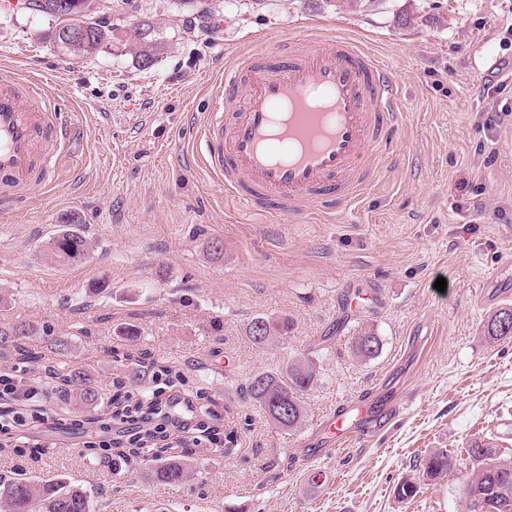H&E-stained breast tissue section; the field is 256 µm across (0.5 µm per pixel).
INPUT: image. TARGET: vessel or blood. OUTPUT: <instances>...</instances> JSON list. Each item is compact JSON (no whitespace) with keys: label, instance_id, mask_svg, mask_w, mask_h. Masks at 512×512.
Masks as SVG:
<instances>
[{"label":"vessel or blood","instance_id":"1","mask_svg":"<svg viewBox=\"0 0 512 512\" xmlns=\"http://www.w3.org/2000/svg\"><path fill=\"white\" fill-rule=\"evenodd\" d=\"M402 112L390 72L349 37L317 32L288 53L226 65L200 129L199 163L248 213L279 221L355 209L372 159L399 147ZM78 127L38 81L0 69V191L50 188ZM394 402L343 407L320 424L317 455L373 437Z\"/></svg>","mask_w":512,"mask_h":512}]
</instances>
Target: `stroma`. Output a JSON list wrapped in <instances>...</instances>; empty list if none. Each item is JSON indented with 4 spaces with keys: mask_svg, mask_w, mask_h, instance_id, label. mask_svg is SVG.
I'll use <instances>...</instances> for the list:
<instances>
[{
    "mask_svg": "<svg viewBox=\"0 0 512 512\" xmlns=\"http://www.w3.org/2000/svg\"><path fill=\"white\" fill-rule=\"evenodd\" d=\"M13 2L0 10V65L48 80L82 137L48 192L0 212V328L35 325L26 342L43 353L40 377L59 360L53 339L70 337L68 362L109 396L152 387L154 365L170 367L234 444L194 448L189 476L160 483L149 458L95 447L109 404L79 407L53 388L42 406L65 428L31 424L38 450L0 445V474L67 476L92 512H465L468 446L512 459V339L486 341L497 304L480 288L512 256V0H209L202 24L183 0H103L112 21L155 24L162 48L147 68L119 46L64 54L54 19ZM316 20L393 73L402 154L375 162L356 214L262 222L192 162L196 134L226 64L280 50L287 35L306 44ZM491 110L500 118L487 135ZM473 202L486 222L473 223ZM70 214L91 253L62 267L42 250ZM259 315L288 317L287 336L253 344ZM365 328L381 338L369 360L351 349ZM298 358L316 378L288 432L245 386ZM382 390L401 408L394 426L305 456L302 442L339 404ZM439 449L454 470L400 499L415 460ZM317 470L331 475L320 488L308 481Z\"/></svg>",
    "mask_w": 512,
    "mask_h": 512,
    "instance_id": "35a3bbf8",
    "label": "stroma"
}]
</instances>
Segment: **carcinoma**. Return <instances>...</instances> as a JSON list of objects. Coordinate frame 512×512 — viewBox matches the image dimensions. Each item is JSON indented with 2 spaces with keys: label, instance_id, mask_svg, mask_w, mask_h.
I'll return each mask as SVG.
<instances>
[{
  "label": "carcinoma",
  "instance_id": "1",
  "mask_svg": "<svg viewBox=\"0 0 512 512\" xmlns=\"http://www.w3.org/2000/svg\"><path fill=\"white\" fill-rule=\"evenodd\" d=\"M53 0H28L27 9L50 15L56 24L52 31V39L65 52L74 56H89L101 51L111 43L124 45L135 55L138 63L150 65L159 50L154 25L147 21L134 23H114L99 19L92 24L88 35L71 42L66 39L65 26L60 15L52 7ZM90 242L79 228L77 218L70 215L62 220L58 232L50 238L45 249V256L53 264L73 265L86 259L89 254ZM512 317V306H502L494 310L486 319L484 333L493 341L512 337V320L508 330H503L502 319ZM289 321L286 317L272 318L261 316L255 318L249 327L250 340L258 345L268 341L275 335L282 336L288 332ZM32 328L27 324H18L12 329H0V348H13L25 359L38 360L39 355L20 344V341L31 335ZM380 350V339L372 330H364L355 336L353 341L354 354L362 359L374 358ZM58 380V389L64 394L75 390L80 401L91 406L101 400L103 395L85 378L84 373L69 368L65 363L54 371ZM315 380L314 367L311 363L294 360L281 373L255 374L248 381L246 394L251 402L259 406L269 420L282 430H293L302 423L303 406L300 395L313 386ZM290 409L288 420L283 422L276 416L279 408ZM167 449H156L153 469L154 480L164 484H178L187 476V463L176 457L165 455ZM470 461L477 465V471L463 487L467 512H481L478 506L487 504L494 512H512V500H502L497 496V489L505 484H512V460L500 458L494 448L484 452H476L474 448L466 449ZM453 457L446 451H438L429 455L423 463V475L428 479H436L451 470ZM0 512H90L89 500L84 489L64 476L52 478L0 477Z\"/></svg>",
  "mask_w": 512,
  "mask_h": 512
}]
</instances>
